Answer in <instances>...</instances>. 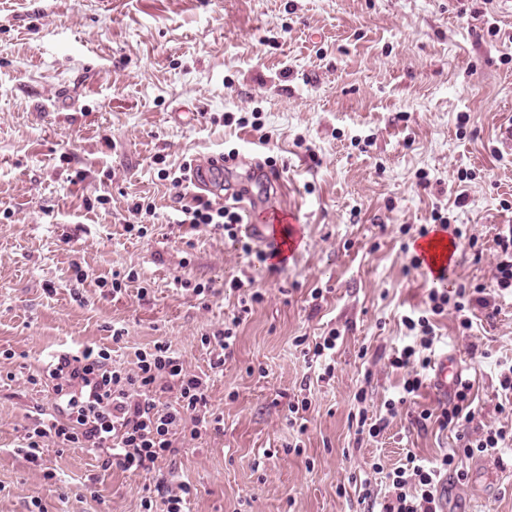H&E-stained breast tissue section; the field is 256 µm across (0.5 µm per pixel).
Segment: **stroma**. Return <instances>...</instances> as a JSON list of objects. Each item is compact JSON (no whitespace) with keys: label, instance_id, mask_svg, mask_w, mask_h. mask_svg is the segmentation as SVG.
Here are the masks:
<instances>
[{"label":"stroma","instance_id":"35a3bbf8","mask_svg":"<svg viewBox=\"0 0 512 512\" xmlns=\"http://www.w3.org/2000/svg\"><path fill=\"white\" fill-rule=\"evenodd\" d=\"M254 112L269 143L237 125ZM510 121L512 0H0V512H143L162 477L190 485L194 512H379L407 453L459 446L457 431L417 422L441 401L430 384L379 437L355 420L398 394L389 359L432 286L401 245L436 211L467 229L449 288L483 284L498 312L476 310L468 331L439 318L435 353L473 386L472 431L512 426L496 411L512 296L494 280L496 237L512 227ZM231 150L275 161L277 187L241 166L222 176L229 192L301 226L276 271L223 231L174 223L162 171ZM140 223L145 237L127 232ZM256 289L264 299L208 390L223 432L179 439L148 473L54 444L27 459L24 427L52 396L25 379L48 355L108 348L132 371L163 340L206 373L204 339ZM333 329L324 379L293 340ZM303 397L301 435L284 412ZM447 478L442 512H512V451L463 459Z\"/></svg>","mask_w":512,"mask_h":512}]
</instances>
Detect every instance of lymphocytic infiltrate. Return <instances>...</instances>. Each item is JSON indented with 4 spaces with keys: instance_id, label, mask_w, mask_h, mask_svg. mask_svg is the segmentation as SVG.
Wrapping results in <instances>:
<instances>
[{
    "instance_id": "obj_1",
    "label": "lymphocytic infiltrate",
    "mask_w": 512,
    "mask_h": 512,
    "mask_svg": "<svg viewBox=\"0 0 512 512\" xmlns=\"http://www.w3.org/2000/svg\"><path fill=\"white\" fill-rule=\"evenodd\" d=\"M178 212V225L194 231L220 228L245 256L266 261L264 252L254 250L250 241L242 238L243 219L231 208L197 197L192 204L180 205ZM490 306L483 285L463 284L451 293L430 289L425 308L403 317L410 342L390 359L391 368L403 374L401 390L398 398L386 402L384 413L370 421V437L384 433L424 386L438 316L454 310L459 328L468 330L473 311ZM28 381L34 386L50 383L54 394L53 412L38 413L26 428V456L34 461L45 443L53 441L68 448L99 451L102 465L108 469L150 471L159 459L176 453L182 435L197 438L221 429L220 417L207 402L206 380L188 372L182 354L165 341L155 342L150 351L141 353L131 372L116 369L107 350L85 346L52 355ZM471 390L469 382H458L453 398L438 413L421 411L419 423L432 419L439 427L459 429L458 451L433 462L407 455L405 466L388 474L392 493L380 512H438L441 474L455 468L457 456L512 447L511 427L490 425L479 433L469 432L476 415ZM168 392L175 396L169 405L160 401L161 394Z\"/></svg>"
}]
</instances>
